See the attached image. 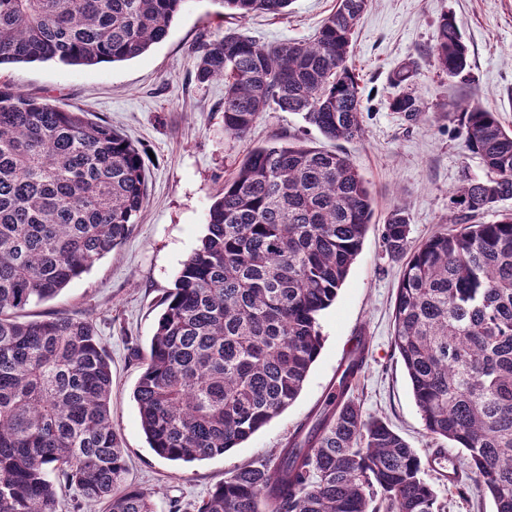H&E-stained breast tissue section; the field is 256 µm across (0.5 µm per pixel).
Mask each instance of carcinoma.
Instances as JSON below:
<instances>
[{"label": "carcinoma", "instance_id": "1", "mask_svg": "<svg viewBox=\"0 0 512 512\" xmlns=\"http://www.w3.org/2000/svg\"><path fill=\"white\" fill-rule=\"evenodd\" d=\"M240 19L293 0H219ZM369 0H339L313 41L262 45L241 31L210 40L200 84L224 80V134L243 139L274 107L334 141L365 136L351 36ZM184 0H0V66L132 60L169 34ZM470 80L455 17L432 49ZM389 106L418 122V99ZM453 119L485 177L451 194L457 228L411 245L405 209L387 218L386 252L409 255L394 304V353L425 429L467 457L448 490L470 486L512 512V129L472 98ZM139 148L80 109L0 82V512H61L75 489L107 512H154L125 483L112 426L111 358L88 317L22 320L121 246L146 200ZM373 214L364 177L339 154L300 143L251 149L207 212L206 233L161 301L133 391L150 448L194 462L236 448L299 396L322 348L318 316L336 299ZM350 354L312 425L276 463L217 483L195 512H440L415 451L352 393L367 365Z\"/></svg>", "mask_w": 512, "mask_h": 512}]
</instances>
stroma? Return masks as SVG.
Returning a JSON list of instances; mask_svg holds the SVG:
<instances>
[{"mask_svg": "<svg viewBox=\"0 0 512 512\" xmlns=\"http://www.w3.org/2000/svg\"><path fill=\"white\" fill-rule=\"evenodd\" d=\"M337 0H293L286 15H230L217 0H185L169 35L135 59L95 67L54 61L12 64L0 78L20 91L64 108H79L126 134L146 160L147 202L132 235L56 298L27 307L28 318L51 313L91 316L111 357L112 425L127 461L126 482L150 492L155 512H192L216 483L249 463L273 461L288 436L322 406L354 337H365L368 362L354 397L364 415L389 423L425 462L441 512H493L489 498L462 500L449 492L442 468L432 464L427 434L408 378L393 355V308L404 260L382 243L390 213L405 207L412 243L448 229L450 193L464 177H480V159L465 147L451 118L457 101L475 98L512 128V0H370L357 23L349 63L360 87L366 134L333 142L305 130L299 115L268 110L246 139L224 134V82L197 83L202 47L239 29L262 44L307 42ZM455 16L469 51L470 81L449 77L433 54L443 15ZM407 80H399L400 72ZM414 95L425 111L420 123L393 111L390 101ZM345 153L365 178L374 214L362 249L335 301L318 316L323 345L296 401L240 447L212 459L174 463L149 447L133 390L144 370L161 309L187 257L206 230V214L246 152L274 141Z\"/></svg>", "mask_w": 512, "mask_h": 512, "instance_id": "obj_1", "label": "stroma"}]
</instances>
